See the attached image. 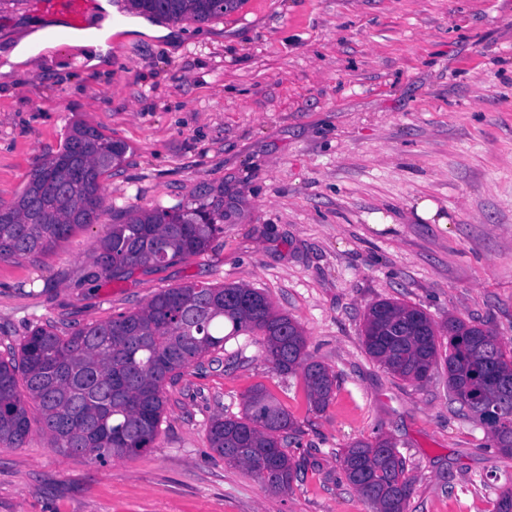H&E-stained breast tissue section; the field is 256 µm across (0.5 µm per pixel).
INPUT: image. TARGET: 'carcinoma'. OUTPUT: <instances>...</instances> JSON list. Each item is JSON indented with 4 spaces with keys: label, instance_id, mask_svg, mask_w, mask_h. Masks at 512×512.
<instances>
[{
    "label": "carcinoma",
    "instance_id": "obj_1",
    "mask_svg": "<svg viewBox=\"0 0 512 512\" xmlns=\"http://www.w3.org/2000/svg\"><path fill=\"white\" fill-rule=\"evenodd\" d=\"M149 18L206 22L236 0H127ZM126 145L83 122L71 125L62 149L38 165L15 204L0 208V259L52 251L102 211L100 179L122 163ZM81 167L85 175L74 178ZM224 211L201 206L133 208L92 254L98 272L120 278L204 252L222 230ZM245 333L262 337L282 375H302L308 403L324 410L335 376L311 359L302 329L245 284L165 288L140 309L87 325L67 336L36 326L0 358V444L19 448L35 409L53 448L106 464L154 447L173 373L224 350ZM362 345L391 374L414 383L444 367L453 400L512 455V345L485 324L450 317L437 325L422 309L379 300L368 308ZM291 414L262 389L251 391L240 417L215 416L210 447L224 461L253 473L273 493L292 490L305 471L286 451ZM347 482L375 512H407L412 482L406 460L387 438L356 442L339 455Z\"/></svg>",
    "mask_w": 512,
    "mask_h": 512
}]
</instances>
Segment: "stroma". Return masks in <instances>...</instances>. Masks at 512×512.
<instances>
[{"label": "stroma", "instance_id": "1", "mask_svg": "<svg viewBox=\"0 0 512 512\" xmlns=\"http://www.w3.org/2000/svg\"><path fill=\"white\" fill-rule=\"evenodd\" d=\"M40 0H0V206L58 153L80 119L124 142L105 207L51 253L0 260V357L30 329L60 335L192 283L246 284L301 327L336 375L311 411L259 337L220 363L178 370L160 435L99 465L51 447L40 426L0 446V512H373L338 454L391 439L413 481L408 512H491L512 456L452 401L444 369L416 384L366 354L368 307L390 299L436 322L484 323L512 342V0H238L223 17L169 22L174 40L116 32L103 64L59 40L11 50L52 25ZM428 199L448 228L421 220ZM224 204L199 255L121 279L91 255L133 206ZM263 387L290 412L288 452L307 473L274 494L208 443L214 416ZM53 40L54 38L48 34L47 29L36 30L15 47L10 55V62L25 61L35 55L38 50L50 47Z\"/></svg>", "mask_w": 512, "mask_h": 512}]
</instances>
